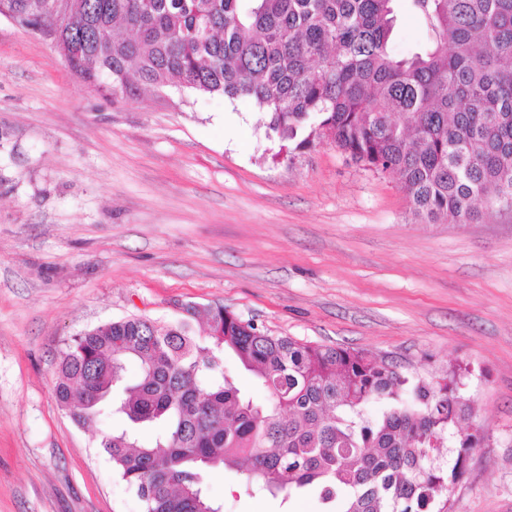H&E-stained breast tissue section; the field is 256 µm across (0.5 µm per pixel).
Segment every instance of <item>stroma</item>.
Here are the masks:
<instances>
[{
    "label": "stroma",
    "mask_w": 512,
    "mask_h": 512,
    "mask_svg": "<svg viewBox=\"0 0 512 512\" xmlns=\"http://www.w3.org/2000/svg\"><path fill=\"white\" fill-rule=\"evenodd\" d=\"M253 102L112 99L0 19V512H142L54 393L77 334L214 304L430 379L459 367L483 441L451 512H512V211L420 223L399 178L281 146ZM223 512H321L212 471Z\"/></svg>",
    "instance_id": "stroma-1"
}]
</instances>
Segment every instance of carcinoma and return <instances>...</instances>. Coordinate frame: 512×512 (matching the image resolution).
I'll list each match as a JSON object with an SVG mask.
<instances>
[{"instance_id": "obj_1", "label": "carcinoma", "mask_w": 512, "mask_h": 512, "mask_svg": "<svg viewBox=\"0 0 512 512\" xmlns=\"http://www.w3.org/2000/svg\"><path fill=\"white\" fill-rule=\"evenodd\" d=\"M50 2L0 0V18L55 35L70 70L113 99L170 83L249 98L269 135L326 141L397 174L427 223L507 206L512 0H404L429 42L403 55L391 44L397 0H72L66 19ZM228 355L266 400L242 390ZM55 394L80 426L121 420L100 447L143 512H221L204 492L216 468L251 492L314 490L325 512H450V486L482 440L455 432L471 410L448 374L426 380L274 336L221 305L187 304L171 325L132 316L85 331L60 358ZM454 445L447 471L438 458Z\"/></svg>"}]
</instances>
